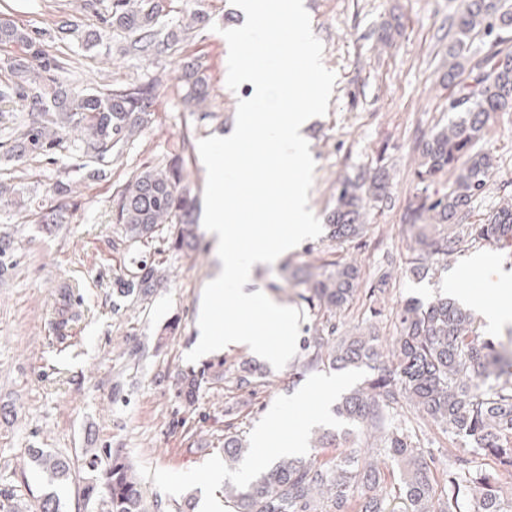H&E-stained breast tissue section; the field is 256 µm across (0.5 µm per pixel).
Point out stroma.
<instances>
[{"label": "stroma", "mask_w": 512, "mask_h": 512, "mask_svg": "<svg viewBox=\"0 0 512 512\" xmlns=\"http://www.w3.org/2000/svg\"><path fill=\"white\" fill-rule=\"evenodd\" d=\"M59 0H6L0 16L16 24L47 27ZM312 30L324 46L323 63L337 75L328 111L308 131L316 167L309 207L327 219L336 187L345 177L386 166L389 197L374 204L364 234L341 244L321 236L302 242L283 260L258 271L254 285L299 309V336L307 338L313 318L303 309L294 273L321 259L356 262L361 287L382 286L371 318L382 346L396 334L393 317L410 296L430 301L446 294L448 281L460 292L497 300L481 279L467 272L472 250L452 258L447 268L424 280L405 274L414 241L403 222L417 181L418 145L448 121L446 49L449 23L461 0H304ZM159 26L174 39L150 58L130 54V39L101 30L94 13L87 28L100 30L94 48L71 39H53L52 53L73 65L65 81L80 89L154 84V115L148 127L112 163V175L76 183L75 204L67 223L55 232L37 224L33 212L54 204L51 192L68 158L50 165L20 163L0 153V178H19L29 215L11 220L16 265L0 277V502L14 512H29L47 480L32 467L27 448H44L82 461L86 449H122L138 473L148 500L220 497L222 484L207 467L224 456V424L232 422L251 438L259 422L275 417L313 429L308 418L316 404L297 405L295 394L319 378H335L338 392L363 379L362 373L329 369L301 371L303 353L282 368H267L266 384L256 395L227 392L223 385L202 386L185 401L181 379L192 368L186 359L194 341L197 303L212 277L215 259L208 240L179 252L166 241H123L110 222L112 199L127 176L147 164L181 154L194 197L193 219L204 211L206 169L192 141L225 133L235 125L237 94L226 85L227 47L223 30L242 26L230 0H166ZM202 8L206 27L185 33L182 24ZM195 64L209 96L198 111H187L181 80ZM495 158L494 175L472 203L469 223H481L504 198H512V112H501L484 142ZM154 261L162 284L145 300L113 295L114 282L134 271L141 258ZM175 323L164 343L156 335Z\"/></svg>", "instance_id": "1"}]
</instances>
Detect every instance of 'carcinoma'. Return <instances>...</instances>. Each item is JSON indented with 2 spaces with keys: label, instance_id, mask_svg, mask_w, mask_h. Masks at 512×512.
Listing matches in <instances>:
<instances>
[{
  "label": "carcinoma",
  "instance_id": "carcinoma-1",
  "mask_svg": "<svg viewBox=\"0 0 512 512\" xmlns=\"http://www.w3.org/2000/svg\"><path fill=\"white\" fill-rule=\"evenodd\" d=\"M103 28L132 37L133 50L148 54L162 43L159 18L164 0H82ZM512 27V11L503 0H465L451 20L448 42V126L431 132L419 148L415 177L418 192L404 221L417 250L408 272L417 280L429 276L436 259L443 260L476 244L497 246L512 242V203L486 215L480 224H467L474 198L493 174L492 155L478 148L499 112H512V48L494 32ZM53 31L64 38L94 44L80 16L64 12ZM48 31L0 20V49L20 46L24 55L3 58L11 82L0 85V104L25 109L9 128L6 155L18 161L28 156L49 162L65 150L81 159L75 171L86 180L108 177L114 159L148 126L155 100L152 84L100 89H77L61 79L63 61L46 49ZM486 39L481 56L470 54L475 40ZM187 87L184 102L204 101L208 86L199 72L181 76ZM452 171L455 178L442 194L429 193L434 178ZM55 208L36 213L41 224L66 222L73 198V181L61 177L52 184ZM23 190L0 181V210L22 206ZM388 198L384 176L361 172L336 187V208L329 215L328 236L351 242L366 228L370 202ZM190 187L185 160L147 165L130 173L112 201V223L125 241L147 242L167 230L180 250L197 248L195 225L188 219ZM13 235L0 229V274L17 260ZM361 269L353 261H325L317 271L297 276L299 298L317 323L304 339L305 371L366 370L363 382L336 403L344 427L325 430L306 456H280L255 482L224 485L228 512H396L386 482L388 467L398 469L401 512H434L436 488L446 499L440 512H512V499L503 489L512 486V350L479 335L470 309L455 298L439 295L429 302L414 297L402 301L395 317L396 336L382 362L379 336L367 320L352 332L336 337L333 319L358 300ZM160 284L155 265L145 259L136 271L115 282L119 298L144 299ZM261 366L243 360L233 367L224 361L208 364L183 376V394L202 384L223 382L231 391L257 393L265 386ZM404 409L415 426L395 422ZM434 425L464 444L448 455L444 466L421 448L418 434ZM363 440L380 442L378 463L355 449L326 455L321 449ZM27 455L48 476L50 485L70 479L74 463L63 454L28 448ZM251 453L233 424L224 427V463L234 468ZM84 466L92 477L83 488L84 507L96 503L107 512H145L141 483L119 448L85 451ZM37 512H61L51 489L37 497Z\"/></svg>",
  "mask_w": 512,
  "mask_h": 512
}]
</instances>
